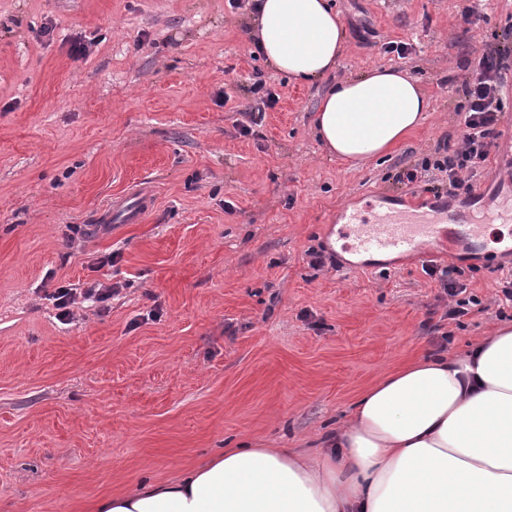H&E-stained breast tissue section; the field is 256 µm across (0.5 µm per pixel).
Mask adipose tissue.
Returning a JSON list of instances; mask_svg holds the SVG:
<instances>
[{"label":"adipose tissue","instance_id":"adipose-tissue-1","mask_svg":"<svg viewBox=\"0 0 512 512\" xmlns=\"http://www.w3.org/2000/svg\"><path fill=\"white\" fill-rule=\"evenodd\" d=\"M257 36L267 63L308 83L336 67L345 31L330 0H261ZM430 108L416 78L376 67L325 93L314 127L329 155L358 164ZM94 512H512V326L383 374L315 455L228 448Z\"/></svg>","mask_w":512,"mask_h":512}]
</instances>
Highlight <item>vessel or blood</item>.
Here are the masks:
<instances>
[{"label":"vessel or blood","mask_w":512,"mask_h":512,"mask_svg":"<svg viewBox=\"0 0 512 512\" xmlns=\"http://www.w3.org/2000/svg\"><path fill=\"white\" fill-rule=\"evenodd\" d=\"M146 196H137L129 204H113L111 217L123 224L137 223L147 207ZM512 223V194L502 196L495 210L484 218L453 209H424L413 202L400 210L380 212L374 218L351 213L342 230L346 248L361 256L413 255L417 258L439 255L447 236L474 243L486 225Z\"/></svg>","instance_id":"obj_1"}]
</instances>
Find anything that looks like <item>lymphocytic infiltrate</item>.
<instances>
[{
	"instance_id": "lymphocytic-infiltrate-1",
	"label": "lymphocytic infiltrate",
	"mask_w": 512,
	"mask_h": 512,
	"mask_svg": "<svg viewBox=\"0 0 512 512\" xmlns=\"http://www.w3.org/2000/svg\"><path fill=\"white\" fill-rule=\"evenodd\" d=\"M512 68V28L504 31L497 45L486 46L470 76L465 77L461 91L463 101L457 107L463 134L456 148L447 149L444 156L401 171L397 180L406 185L431 178L437 189L451 197H470L473 179L488 162L499 136L497 126L505 112V74ZM115 286L94 283L78 289L60 283L50 294L61 322L71 318V305L83 299L98 305L115 295Z\"/></svg>"
}]
</instances>
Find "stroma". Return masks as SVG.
I'll use <instances>...</instances> for the list:
<instances>
[{
	"instance_id": "1",
	"label": "stroma",
	"mask_w": 512,
	"mask_h": 512,
	"mask_svg": "<svg viewBox=\"0 0 512 512\" xmlns=\"http://www.w3.org/2000/svg\"><path fill=\"white\" fill-rule=\"evenodd\" d=\"M333 3L341 59L298 86L229 0H0V512H83L243 442L313 452L384 373L512 324L495 225L480 251L436 261L480 302L456 321L425 260L344 271L333 242L340 209L433 199L396 176L459 141L447 79L512 26V0H474L471 32L458 0ZM378 66L409 71L431 110L353 168L313 114ZM258 79L278 102L244 136ZM142 192L140 223L102 222ZM64 280L119 292L64 324L46 297Z\"/></svg>"
}]
</instances>
